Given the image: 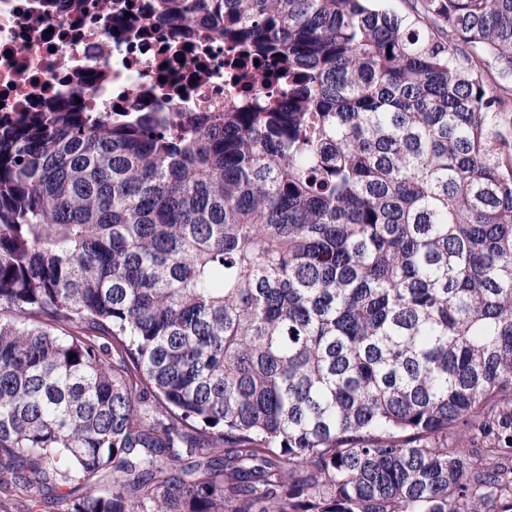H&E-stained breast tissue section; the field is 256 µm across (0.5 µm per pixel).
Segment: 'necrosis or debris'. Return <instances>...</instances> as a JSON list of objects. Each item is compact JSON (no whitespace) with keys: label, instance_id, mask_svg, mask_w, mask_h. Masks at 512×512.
I'll use <instances>...</instances> for the list:
<instances>
[{"label":"necrosis or debris","instance_id":"obj_1","mask_svg":"<svg viewBox=\"0 0 512 512\" xmlns=\"http://www.w3.org/2000/svg\"><path fill=\"white\" fill-rule=\"evenodd\" d=\"M232 55L167 0H0V121L19 112H222Z\"/></svg>","mask_w":512,"mask_h":512}]
</instances>
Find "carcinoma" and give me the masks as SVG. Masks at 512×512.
<instances>
[{
	"mask_svg": "<svg viewBox=\"0 0 512 512\" xmlns=\"http://www.w3.org/2000/svg\"><path fill=\"white\" fill-rule=\"evenodd\" d=\"M172 9L277 90L0 130V512H512V0Z\"/></svg>",
	"mask_w": 512,
	"mask_h": 512,
	"instance_id": "obj_1",
	"label": "carcinoma"
}]
</instances>
